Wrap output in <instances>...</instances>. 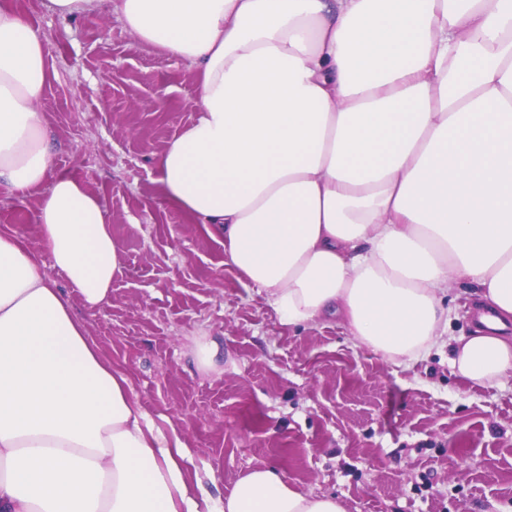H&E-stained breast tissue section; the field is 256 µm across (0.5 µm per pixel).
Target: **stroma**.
Returning a JSON list of instances; mask_svg holds the SVG:
<instances>
[{
	"mask_svg": "<svg viewBox=\"0 0 512 512\" xmlns=\"http://www.w3.org/2000/svg\"><path fill=\"white\" fill-rule=\"evenodd\" d=\"M12 2L45 43L56 168L100 197L122 249L103 303L58 285L154 422L181 432L204 492L272 467L348 512H512V375L488 388L454 375L445 347L396 365L336 321L281 322L157 181L159 154L197 115L195 67L109 9L62 18L46 0ZM36 208L0 192V231L39 248ZM203 340L223 352L210 367Z\"/></svg>",
	"mask_w": 512,
	"mask_h": 512,
	"instance_id": "35a3bbf8",
	"label": "stroma"
}]
</instances>
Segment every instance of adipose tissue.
Returning <instances> with one entry per match:
<instances>
[{
  "label": "adipose tissue",
  "instance_id": "ef3b65f1",
  "mask_svg": "<svg viewBox=\"0 0 512 512\" xmlns=\"http://www.w3.org/2000/svg\"><path fill=\"white\" fill-rule=\"evenodd\" d=\"M109 7L191 62L198 116L157 160L167 200L287 323L336 319L395 364L449 346L487 387L512 374V0H46ZM34 26L0 0V190L37 194L49 258L0 232V512H347L273 468L215 500L190 452L87 339L121 271L98 197L57 171ZM478 290L448 335V283Z\"/></svg>",
  "mask_w": 512,
  "mask_h": 512
}]
</instances>
